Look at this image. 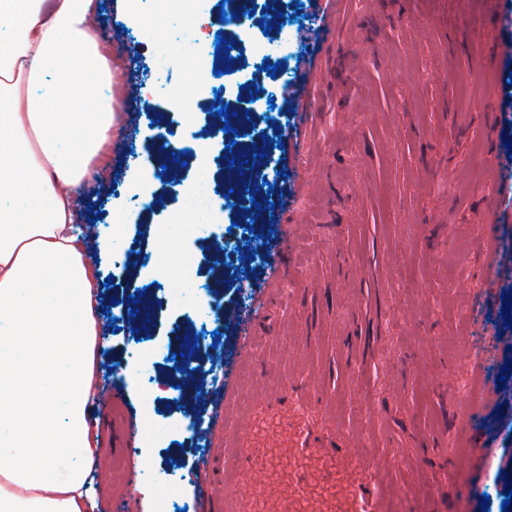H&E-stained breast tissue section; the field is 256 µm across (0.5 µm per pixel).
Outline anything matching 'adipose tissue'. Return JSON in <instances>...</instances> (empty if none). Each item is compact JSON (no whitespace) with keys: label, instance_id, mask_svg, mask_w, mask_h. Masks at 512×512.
I'll list each match as a JSON object with an SVG mask.
<instances>
[{"label":"adipose tissue","instance_id":"adipose-tissue-1","mask_svg":"<svg viewBox=\"0 0 512 512\" xmlns=\"http://www.w3.org/2000/svg\"><path fill=\"white\" fill-rule=\"evenodd\" d=\"M97 0H0V512H85L95 274L73 224L114 128Z\"/></svg>","mask_w":512,"mask_h":512}]
</instances>
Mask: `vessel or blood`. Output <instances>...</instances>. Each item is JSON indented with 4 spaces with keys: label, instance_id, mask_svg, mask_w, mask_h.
<instances>
[{
    "label": "vessel or blood",
    "instance_id": "vessel-or-blood-1",
    "mask_svg": "<svg viewBox=\"0 0 512 512\" xmlns=\"http://www.w3.org/2000/svg\"><path fill=\"white\" fill-rule=\"evenodd\" d=\"M295 408L308 412L310 425L299 447L289 454L269 457L266 468L255 465L253 454L242 439V432L259 414ZM224 422V484L215 496L220 512H336L334 487L344 482L350 491L345 512H388L395 489L379 476L371 450L353 448L351 439L338 430L323 395L313 391L305 380L288 375L275 381L254 384L248 411L238 412L237 400L225 397L220 404ZM332 462L337 478L318 473V459ZM306 467L293 486L269 479L270 471L288 462ZM326 486V494H316L313 483Z\"/></svg>",
    "mask_w": 512,
    "mask_h": 512
}]
</instances>
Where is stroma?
I'll return each instance as SVG.
<instances>
[{
  "mask_svg": "<svg viewBox=\"0 0 512 512\" xmlns=\"http://www.w3.org/2000/svg\"><path fill=\"white\" fill-rule=\"evenodd\" d=\"M91 25L115 70L140 63L134 80L116 78L113 110L120 114L105 155L95 167L92 213L108 234L114 204L128 222L123 236L135 255L150 253L153 230L182 198L155 180L150 204L130 201L132 175L156 165L157 131L206 129L221 123L206 97H194L181 114L170 97L193 95V61L199 42L243 40L248 51L266 44L262 26L281 16L301 19L293 35L297 53L290 78L260 74L277 90L274 140L279 173L272 193L258 204L224 212L218 234L252 225L240 258L225 262L221 291L210 297L224 315L206 345L192 312L164 303L152 335L126 328L130 285L166 296L173 282L144 263H116L111 250L92 256L96 290L98 387L121 382L134 347L163 341L196 364L224 354L232 379L245 356L246 330L271 338L266 361L272 374L293 372L329 400L335 421L373 449L398 493L391 512H503L512 485L502 467L512 459V326L503 324L512 276V180L504 171L512 155V118L502 112L512 85V60L492 59L493 45L512 38V0H259L244 28L222 27L218 0L183 16L142 8L135 43H115L126 22L117 0H99ZM432 22L423 31V22ZM456 82H446L445 68ZM481 88L486 111L459 108L463 88ZM135 125L126 137V125ZM292 226L293 243L267 237L269 224ZM265 258L253 260V244ZM293 289L284 292L283 279ZM251 305L243 307L240 287ZM447 373L454 388L438 382ZM223 392L200 398L162 399L145 407L137 385L117 405L86 409L101 455L90 512H144L123 476L149 468L155 502L172 498L188 512H208L205 471H220L224 445L216 420ZM194 415L206 447L171 423ZM159 429H151V422ZM141 437L128 436L130 425ZM301 424L292 413L255 420L245 441L264 464L270 443L296 447ZM476 447L472 479L452 490L453 465ZM179 475L171 485L166 473Z\"/></svg>",
  "mask_w": 512,
  "mask_h": 512,
  "instance_id": "1",
  "label": "stroma"
}]
</instances>
